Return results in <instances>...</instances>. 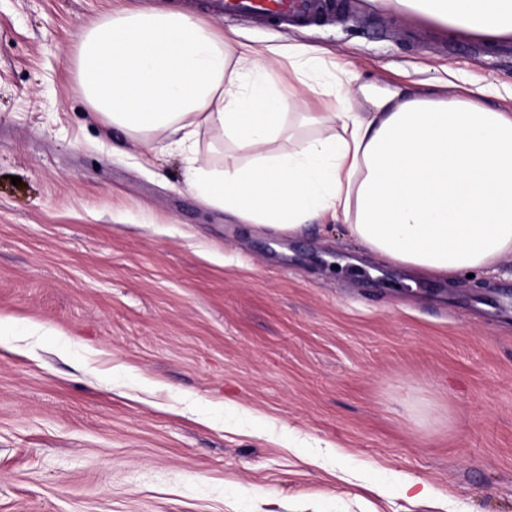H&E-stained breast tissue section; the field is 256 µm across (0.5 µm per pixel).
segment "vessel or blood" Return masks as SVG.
Masks as SVG:
<instances>
[{"label":"vessel or blood","instance_id":"obj_1","mask_svg":"<svg viewBox=\"0 0 512 512\" xmlns=\"http://www.w3.org/2000/svg\"><path fill=\"white\" fill-rule=\"evenodd\" d=\"M205 8L220 11L227 18L247 17L274 26L316 21L325 11L323 0H207Z\"/></svg>","mask_w":512,"mask_h":512}]
</instances>
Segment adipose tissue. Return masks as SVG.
<instances>
[{"instance_id": "1", "label": "adipose tissue", "mask_w": 512, "mask_h": 512, "mask_svg": "<svg viewBox=\"0 0 512 512\" xmlns=\"http://www.w3.org/2000/svg\"><path fill=\"white\" fill-rule=\"evenodd\" d=\"M374 2L454 38L512 39V0ZM287 52L294 94L273 78L275 50L237 44L176 0H158L85 28L72 64L92 119L145 139L167 134L185 155L186 185L239 223L290 236L341 220L369 252L448 281L512 254V113L403 89L360 112L363 88L336 76L338 110L303 113L301 123L337 133L281 149L287 109L327 82L319 47ZM204 130L230 148L231 163L200 155Z\"/></svg>"}]
</instances>
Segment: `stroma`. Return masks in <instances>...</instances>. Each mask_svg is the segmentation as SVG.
<instances>
[{"label": "stroma", "instance_id": "stroma-1", "mask_svg": "<svg viewBox=\"0 0 512 512\" xmlns=\"http://www.w3.org/2000/svg\"><path fill=\"white\" fill-rule=\"evenodd\" d=\"M148 3L0 0V315L48 329L0 336V512H512V255L451 284L341 222L275 235L189 191L165 135H104L79 33ZM209 20L382 89L453 70L512 113V40L370 0Z\"/></svg>", "mask_w": 512, "mask_h": 512}]
</instances>
